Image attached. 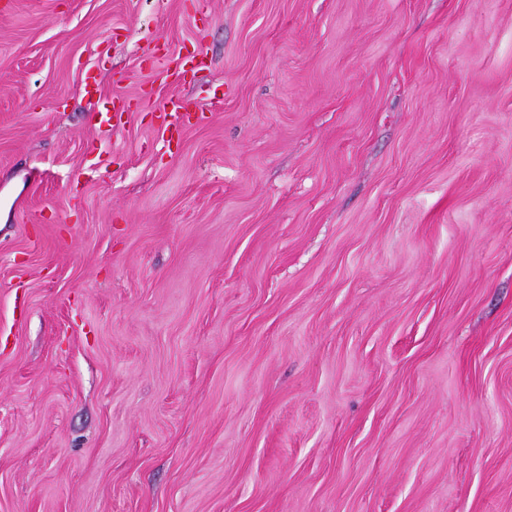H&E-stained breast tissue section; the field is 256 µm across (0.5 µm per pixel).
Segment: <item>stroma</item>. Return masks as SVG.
I'll use <instances>...</instances> for the list:
<instances>
[{
	"label": "stroma",
	"mask_w": 512,
	"mask_h": 512,
	"mask_svg": "<svg viewBox=\"0 0 512 512\" xmlns=\"http://www.w3.org/2000/svg\"><path fill=\"white\" fill-rule=\"evenodd\" d=\"M0 512H512V0H0Z\"/></svg>",
	"instance_id": "1"
}]
</instances>
